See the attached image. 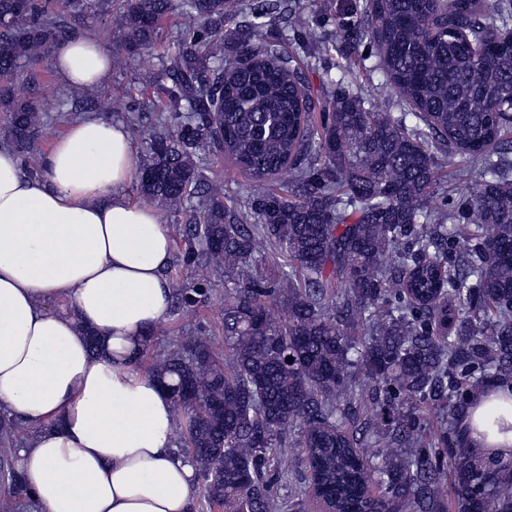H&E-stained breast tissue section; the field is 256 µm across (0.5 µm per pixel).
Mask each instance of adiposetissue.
I'll return each mask as SVG.
<instances>
[{
	"instance_id": "obj_1",
	"label": "adipose tissue",
	"mask_w": 512,
	"mask_h": 512,
	"mask_svg": "<svg viewBox=\"0 0 512 512\" xmlns=\"http://www.w3.org/2000/svg\"><path fill=\"white\" fill-rule=\"evenodd\" d=\"M111 62L88 36L52 59L75 88L102 83ZM137 170L126 125L95 115L55 140L37 176L0 146V415L30 431L16 452L23 512H189L196 493L172 402L138 362L172 310L173 241L155 208L129 199ZM458 428L512 457V388L478 393Z\"/></svg>"
}]
</instances>
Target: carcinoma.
Masks as SVG:
<instances>
[{
    "mask_svg": "<svg viewBox=\"0 0 512 512\" xmlns=\"http://www.w3.org/2000/svg\"><path fill=\"white\" fill-rule=\"evenodd\" d=\"M104 2L0 0V140L20 156L49 116L15 82L38 85L34 65L104 16ZM283 5L124 0L106 26L130 58L181 19L183 49L153 108L174 121L143 135L137 191L170 212L200 196L186 262L231 284L224 352L185 336L148 368L173 401L177 454L224 512L321 501L334 512H512V459L485 456L457 428L479 389L512 384V39L499 35L512 31V4L354 0L344 35L369 40L403 112H374L339 83L318 121L280 52ZM288 18L298 52L319 57L298 0ZM213 153L251 179L255 223L203 179ZM286 169L295 179L272 187ZM448 176L466 200L437 215ZM270 247L288 258L276 280L259 271ZM207 294L204 283L176 289L177 310L196 312ZM16 430L0 417V447L15 446ZM288 451L310 472L290 506L277 491ZM0 481L28 493L9 463Z\"/></svg>",
    "mask_w": 512,
    "mask_h": 512,
    "instance_id": "cac0c4a2",
    "label": "carcinoma"
}]
</instances>
